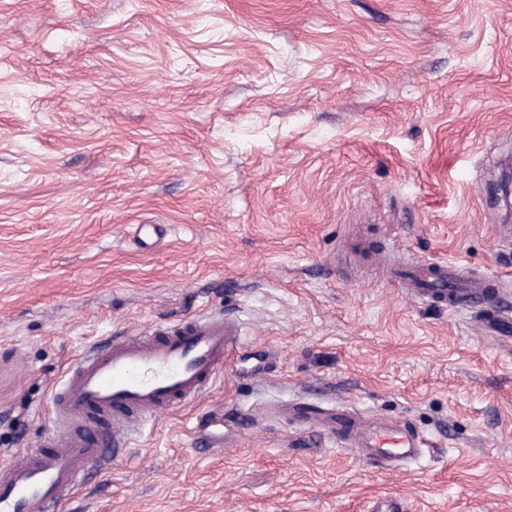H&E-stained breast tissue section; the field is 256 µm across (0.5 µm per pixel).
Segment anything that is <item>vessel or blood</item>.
Instances as JSON below:
<instances>
[{"label":"vessel or blood","instance_id":"vessel-or-blood-1","mask_svg":"<svg viewBox=\"0 0 512 512\" xmlns=\"http://www.w3.org/2000/svg\"><path fill=\"white\" fill-rule=\"evenodd\" d=\"M394 275L413 300L477 309L490 330L507 321L494 277L468 278L447 262L401 265ZM238 334L224 317L193 316L93 346L53 395L61 427L38 448L0 459V512H58L90 465L121 459L133 432L211 388ZM333 433L353 438L384 467L414 459L425 445L400 425L382 432L340 425Z\"/></svg>","mask_w":512,"mask_h":512}]
</instances>
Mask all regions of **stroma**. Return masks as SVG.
Masks as SVG:
<instances>
[{
	"mask_svg": "<svg viewBox=\"0 0 512 512\" xmlns=\"http://www.w3.org/2000/svg\"><path fill=\"white\" fill-rule=\"evenodd\" d=\"M508 226L512 0H0V456L94 343L226 314L212 389L62 512H512V339L387 273L512 308ZM334 409L428 446L366 464ZM394 275L415 301L441 304L450 309L460 306L477 309L484 326L492 332L508 322L499 303L501 282L492 276L464 277L455 264L447 262L401 265L394 270Z\"/></svg>",
	"mask_w": 512,
	"mask_h": 512,
	"instance_id": "stroma-1",
	"label": "stroma"
}]
</instances>
